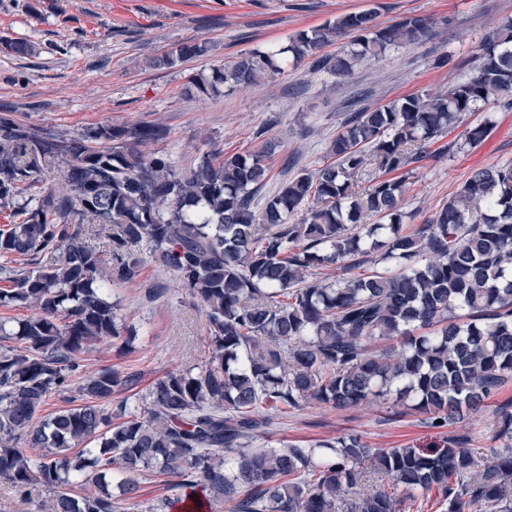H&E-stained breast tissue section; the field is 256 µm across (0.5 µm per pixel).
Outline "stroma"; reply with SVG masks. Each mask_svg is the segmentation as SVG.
<instances>
[{"label": "stroma", "instance_id": "obj_1", "mask_svg": "<svg viewBox=\"0 0 512 512\" xmlns=\"http://www.w3.org/2000/svg\"><path fill=\"white\" fill-rule=\"evenodd\" d=\"M369 8L383 25L402 15L433 18L438 35L392 50L343 79L312 73L305 62L231 93L185 92L189 77L209 73L241 52L283 44L298 31ZM510 17L512 0H0V43L34 47L26 56L0 51V112L64 132L105 123L163 124L169 134L155 148L181 173L203 152L230 156L273 139L278 148L263 190L268 196L284 179L322 163L354 96L364 94L365 105L375 107L448 88L465 77L463 62L474 61L485 37ZM189 40L208 42L209 53L170 68L151 67L152 58ZM466 120L489 122L487 136L450 154L431 151L418 163L404 195L405 224L425 223L475 170L512 163L511 107L491 105ZM133 251L143 259L139 278L112 285L109 296L138 335L129 347L98 345L85 354L84 365L89 371L137 373V384L115 397L139 401L167 372L203 365L209 342L204 312L155 261L151 243L141 241ZM505 403H512V380L481 414L449 428L432 427L426 415L411 410L395 414L386 404L270 410L257 442L305 446L357 433L374 449L423 448L465 433L470 448L482 453L490 444L494 413Z\"/></svg>", "mask_w": 512, "mask_h": 512}]
</instances>
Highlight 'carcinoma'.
<instances>
[{"mask_svg":"<svg viewBox=\"0 0 512 512\" xmlns=\"http://www.w3.org/2000/svg\"><path fill=\"white\" fill-rule=\"evenodd\" d=\"M436 22L403 16L381 27L372 9L302 30L195 76L186 90L230 92L314 58L313 71L346 77L395 48L435 35ZM342 42L333 55L323 45ZM183 42L155 67L203 56ZM512 104V19L480 45L474 73L352 113L323 163L281 185L261 209L276 144L246 154L204 153L187 175L146 147L160 124H100L56 133L0 113V306L31 310L0 339V483L15 505L31 488L57 489L40 512H401L433 490L441 512H512V409L500 408L490 458L463 440L438 448L374 451L359 435L309 448L255 447L266 409L310 402L350 408L392 402L442 428L482 411L512 379V164L475 171L424 224L404 227L410 165L456 129L475 145L488 123L462 126L481 106ZM59 188L29 190L42 170ZM364 191H356L358 185ZM105 236L110 257L92 245ZM148 240L203 310L211 352L200 367L158 379L146 402L112 395L136 373L82 370L103 341L129 343L108 288L138 278L130 246ZM24 260L26 269L12 264ZM363 276L319 277L338 263ZM72 406L40 416L53 392ZM388 487L369 484L368 471ZM163 476L170 494L137 501L135 474Z\"/></svg>","mask_w":512,"mask_h":512,"instance_id":"cac0c4a2","label":"carcinoma"}]
</instances>
